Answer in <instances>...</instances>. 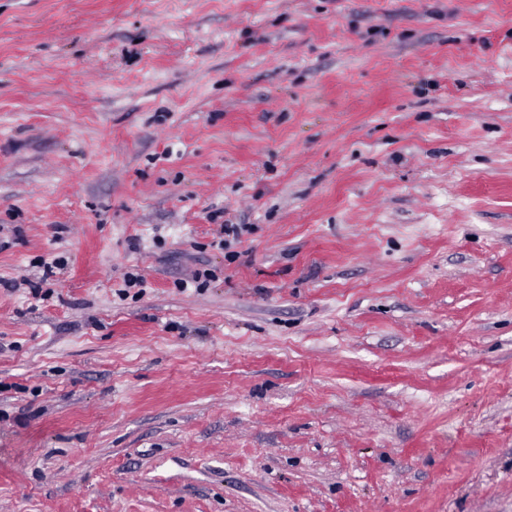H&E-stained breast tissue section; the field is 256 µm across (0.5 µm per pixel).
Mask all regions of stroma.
<instances>
[{
    "label": "stroma",
    "mask_w": 512,
    "mask_h": 512,
    "mask_svg": "<svg viewBox=\"0 0 512 512\" xmlns=\"http://www.w3.org/2000/svg\"><path fill=\"white\" fill-rule=\"evenodd\" d=\"M7 235L0 512H512V0H0Z\"/></svg>",
    "instance_id": "1"
}]
</instances>
